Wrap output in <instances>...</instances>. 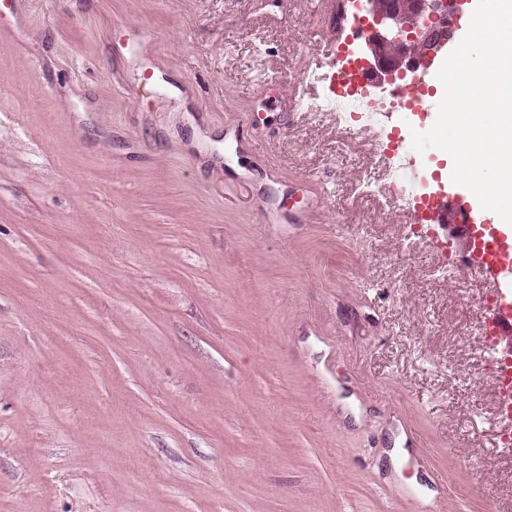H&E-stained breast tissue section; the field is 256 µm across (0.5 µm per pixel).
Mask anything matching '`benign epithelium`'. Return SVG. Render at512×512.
I'll use <instances>...</instances> for the list:
<instances>
[{"label":"benign epithelium","mask_w":512,"mask_h":512,"mask_svg":"<svg viewBox=\"0 0 512 512\" xmlns=\"http://www.w3.org/2000/svg\"><path fill=\"white\" fill-rule=\"evenodd\" d=\"M466 0H355L367 31L354 62L375 86L434 65L455 41Z\"/></svg>","instance_id":"7a95c632"}]
</instances>
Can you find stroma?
Segmentation results:
<instances>
[{
  "label": "stroma",
  "instance_id": "obj_1",
  "mask_svg": "<svg viewBox=\"0 0 512 512\" xmlns=\"http://www.w3.org/2000/svg\"><path fill=\"white\" fill-rule=\"evenodd\" d=\"M317 0H0V512H512L477 302L284 106Z\"/></svg>",
  "mask_w": 512,
  "mask_h": 512
}]
</instances>
